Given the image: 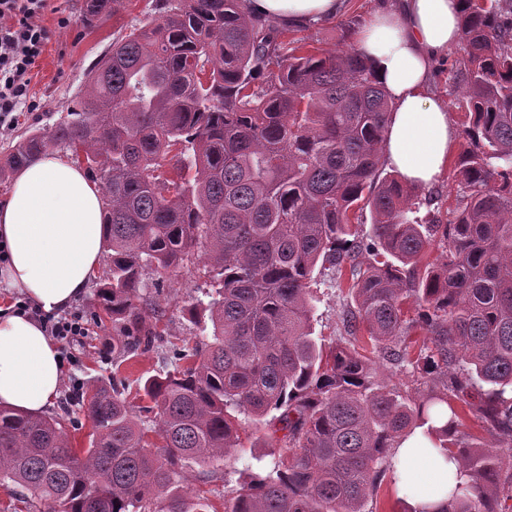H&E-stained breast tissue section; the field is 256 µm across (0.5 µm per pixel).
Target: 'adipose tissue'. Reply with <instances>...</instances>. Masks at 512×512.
Listing matches in <instances>:
<instances>
[{
    "mask_svg": "<svg viewBox=\"0 0 512 512\" xmlns=\"http://www.w3.org/2000/svg\"><path fill=\"white\" fill-rule=\"evenodd\" d=\"M251 7L289 27L336 17L343 0H252ZM462 9V0H389L353 34L393 102L384 162L419 187L438 182L458 142L431 73L459 40ZM105 236L100 191L84 170L54 155L35 157L0 202V243L8 249L0 280L43 313L62 312L89 287ZM61 382L57 346L39 321L0 315V404L41 413L57 400ZM392 470L404 499L434 512L454 486L457 466L414 434L394 448Z\"/></svg>",
    "mask_w": 512,
    "mask_h": 512,
    "instance_id": "1",
    "label": "adipose tissue"
}]
</instances>
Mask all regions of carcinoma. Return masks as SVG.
Returning a JSON list of instances; mask_svg holds the SVG:
<instances>
[{"mask_svg": "<svg viewBox=\"0 0 512 512\" xmlns=\"http://www.w3.org/2000/svg\"><path fill=\"white\" fill-rule=\"evenodd\" d=\"M120 2L87 0L86 23ZM250 2L155 0L89 70L80 105L22 132L0 165L4 179L55 149L102 184L110 263L96 308L120 328L117 355L157 348L148 279L158 288L200 262L205 278L186 307L193 347L143 383L160 444L145 440L123 381L96 382L78 400L93 424L79 452L65 416L0 406V483L48 512H210L184 468L224 461L244 414L282 454L245 466L224 512H365L417 429L459 464L435 512H512V0H464L450 68L468 116L463 192L447 224L421 222L419 190L383 173L391 101L356 49L291 47ZM354 209L369 210L364 237ZM435 242L437 263L418 271ZM344 268L345 337L327 347L312 285ZM413 326L432 343L415 360L402 347ZM362 328L426 393L373 380ZM450 396L496 450L470 441Z\"/></svg>", "mask_w": 512, "mask_h": 512, "instance_id": "obj_1", "label": "carcinoma"}]
</instances>
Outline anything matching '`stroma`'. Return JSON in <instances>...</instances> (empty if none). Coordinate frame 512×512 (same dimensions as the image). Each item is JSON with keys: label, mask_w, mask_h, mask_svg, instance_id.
Returning a JSON list of instances; mask_svg holds the SVG:
<instances>
[{"label": "stroma", "mask_w": 512, "mask_h": 512, "mask_svg": "<svg viewBox=\"0 0 512 512\" xmlns=\"http://www.w3.org/2000/svg\"><path fill=\"white\" fill-rule=\"evenodd\" d=\"M385 2L345 0L344 10L338 18L289 29L285 37L289 40L303 38L310 46L333 52L351 44L354 31L365 17ZM153 4L154 0H125L124 9L116 15L108 14L89 24L84 20V0H48L40 18L47 32V41L31 72L29 93L18 108L14 125L0 130V159L4 158L17 135L26 127L52 126L83 89L87 70L108 50L115 38L124 34L126 24L135 19H145ZM460 191L461 186L452 173H443L437 184L421 189L420 195L426 198L427 203L420 209V218L432 215L441 223H448ZM199 281L198 273L194 272L182 274L174 283L166 284L156 298L164 311L158 325L163 336L157 349L118 360L112 357V338L118 330L111 319L93 320L89 306L96 290L88 288L72 305L71 310L82 315L89 334L74 343L73 350L79 363L64 369V376L84 381L95 379L106 385L116 378L124 380L127 385L124 393L127 404L136 410L145 406L147 400L141 392L144 380L160 367L166 352L181 347L191 334V325L183 308L194 295ZM313 294L316 308L315 334L326 345H334L344 336L340 314L350 301L348 282L332 274L322 277L314 286ZM240 437L244 446L240 460H227L215 467L194 464L189 469L187 486L190 494L207 496L215 512H224V502L234 495L240 471L245 465L267 467L279 454L278 445L271 442L262 448L255 447L254 426L243 425Z\"/></svg>", "instance_id": "obj_1"}]
</instances>
